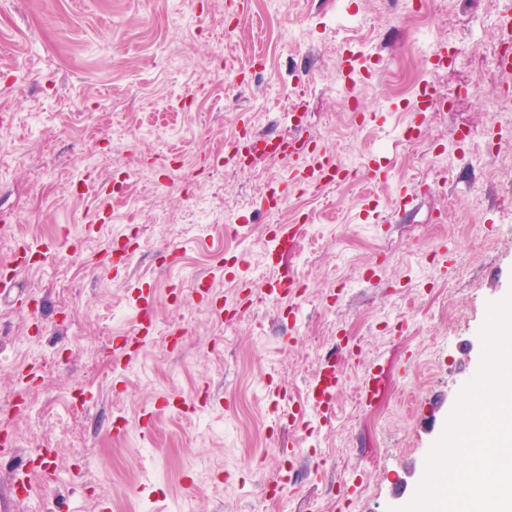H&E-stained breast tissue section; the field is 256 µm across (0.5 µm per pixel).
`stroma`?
Returning <instances> with one entry per match:
<instances>
[{
  "instance_id": "obj_1",
  "label": "stroma",
  "mask_w": 512,
  "mask_h": 512,
  "mask_svg": "<svg viewBox=\"0 0 512 512\" xmlns=\"http://www.w3.org/2000/svg\"><path fill=\"white\" fill-rule=\"evenodd\" d=\"M417 3L0 0V214L15 227L0 261L18 238L42 259L0 291V438L16 444L0 456V512H97L103 499L112 512H402L414 500L481 368L489 307L512 295V177L478 163L490 129L512 154V112L492 109L512 72L486 75L512 0H469L453 27L430 12L431 48L457 52L435 70L406 48ZM402 66L435 94L463 90L410 139L412 102L391 85ZM360 111L375 124L358 125ZM243 122L388 179L295 186L287 156L225 163ZM465 128L478 138L442 158ZM262 190L278 210L254 206ZM292 224L306 227L292 264L305 291L276 299L268 253ZM143 287L154 331L128 358L113 342L135 328ZM328 360L342 383L326 422L309 389ZM276 384L304 410L293 427L270 411ZM43 447L48 472L26 467Z\"/></svg>"
}]
</instances>
